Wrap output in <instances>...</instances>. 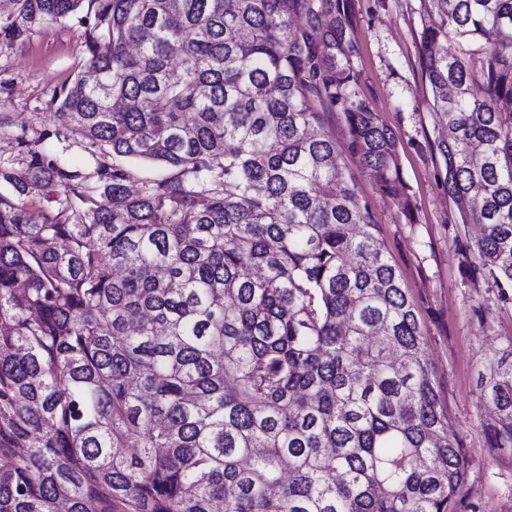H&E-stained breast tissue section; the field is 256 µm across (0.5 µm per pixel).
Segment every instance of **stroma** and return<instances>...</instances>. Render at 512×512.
<instances>
[{"mask_svg": "<svg viewBox=\"0 0 512 512\" xmlns=\"http://www.w3.org/2000/svg\"><path fill=\"white\" fill-rule=\"evenodd\" d=\"M346 4L356 91L397 138L408 204L380 191L346 151L344 113H327L323 131L340 146L339 163L368 204L386 254L415 304L449 431L468 458V494L477 512H512V448L489 447L484 427L491 413L477 385L482 358L512 336V303L501 302L497 289L467 280L461 271V244L475 239L478 229L462 223L443 182L437 144L444 119L433 107L418 40L430 21L426 0ZM87 58L84 29L74 20L42 25L21 43L0 42V114L11 122L0 132L1 157L17 155L14 136L22 132L57 158L94 171L97 159L88 149L50 136L56 97L83 71Z\"/></svg>", "mask_w": 512, "mask_h": 512, "instance_id": "stroma-1", "label": "stroma"}]
</instances>
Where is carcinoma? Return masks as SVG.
<instances>
[{"mask_svg": "<svg viewBox=\"0 0 512 512\" xmlns=\"http://www.w3.org/2000/svg\"><path fill=\"white\" fill-rule=\"evenodd\" d=\"M8 2L10 43L86 26L45 137L105 160L91 183L22 134L0 158V512H471L415 305L317 131L344 112L408 204L344 0ZM427 6L445 183L481 226L464 271L509 301L512 0ZM480 366L487 441L512 448V336Z\"/></svg>", "mask_w": 512, "mask_h": 512, "instance_id": "1", "label": "carcinoma"}]
</instances>
